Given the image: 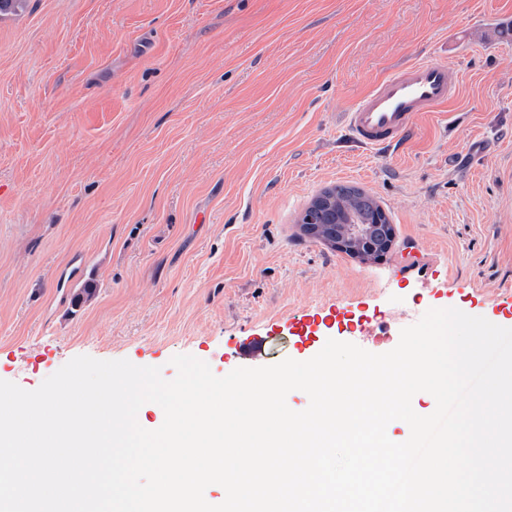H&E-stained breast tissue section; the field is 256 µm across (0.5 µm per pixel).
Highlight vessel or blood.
<instances>
[{
    "mask_svg": "<svg viewBox=\"0 0 512 512\" xmlns=\"http://www.w3.org/2000/svg\"><path fill=\"white\" fill-rule=\"evenodd\" d=\"M458 73L444 62L421 60L378 81L348 112L346 129L360 146L401 150L415 135L424 113L447 107Z\"/></svg>",
    "mask_w": 512,
    "mask_h": 512,
    "instance_id": "b4317fda",
    "label": "vessel or blood"
}]
</instances>
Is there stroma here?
Segmentation results:
<instances>
[{
	"mask_svg": "<svg viewBox=\"0 0 512 512\" xmlns=\"http://www.w3.org/2000/svg\"><path fill=\"white\" fill-rule=\"evenodd\" d=\"M424 58L460 76L400 152L344 114ZM369 192L395 246L309 239L324 189ZM385 321L432 308L512 328V0H27L0 16V380L74 357L215 375L304 355L290 317Z\"/></svg>",
	"mask_w": 512,
	"mask_h": 512,
	"instance_id": "stroma-1",
	"label": "stroma"
}]
</instances>
